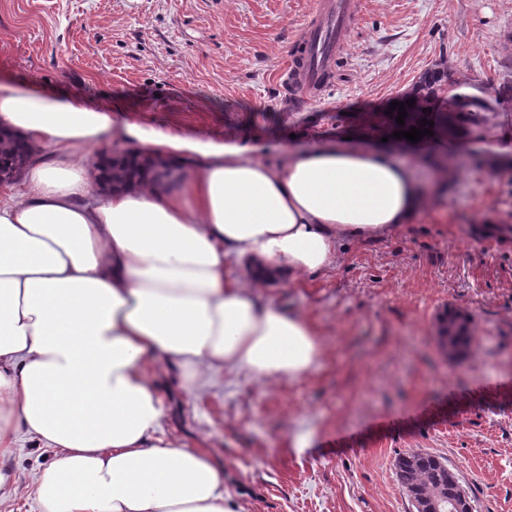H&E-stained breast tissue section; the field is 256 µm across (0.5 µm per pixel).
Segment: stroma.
I'll return each mask as SVG.
<instances>
[{
  "label": "stroma",
  "instance_id": "1",
  "mask_svg": "<svg viewBox=\"0 0 512 512\" xmlns=\"http://www.w3.org/2000/svg\"><path fill=\"white\" fill-rule=\"evenodd\" d=\"M314 0H0V86L26 85L114 123L233 142L274 162L320 145L380 144L387 111L438 57L486 98L512 58V0H364L335 76L292 109L283 73ZM481 150L452 152L448 132L389 149L434 179L459 177L406 228L345 242L338 268L268 286L316 331L309 373L260 387L218 371L195 392L177 368L154 373L162 429L224 468L246 512H412L398 454L447 458L478 512H512V107L483 115ZM473 323L476 347L452 363L440 311ZM54 457L19 435L1 463L15 473L0 512H38L31 487Z\"/></svg>",
  "mask_w": 512,
  "mask_h": 512
}]
</instances>
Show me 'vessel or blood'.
I'll return each mask as SVG.
<instances>
[{
  "instance_id": "1",
  "label": "vessel or blood",
  "mask_w": 512,
  "mask_h": 512,
  "mask_svg": "<svg viewBox=\"0 0 512 512\" xmlns=\"http://www.w3.org/2000/svg\"><path fill=\"white\" fill-rule=\"evenodd\" d=\"M362 8V0H314L286 69L290 89H314L332 79L336 58L344 50Z\"/></svg>"
}]
</instances>
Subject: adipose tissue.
<instances>
[{
	"mask_svg": "<svg viewBox=\"0 0 512 512\" xmlns=\"http://www.w3.org/2000/svg\"><path fill=\"white\" fill-rule=\"evenodd\" d=\"M0 126L55 149L0 200V455L21 429L55 451L33 485L39 512H242L223 469L164 436L151 369L178 365L188 392L222 369L258 385L305 376L319 339L263 287L402 229L423 186L387 150L270 164L19 88L0 87ZM108 134L175 170L103 189L76 154ZM236 262L247 281L229 276Z\"/></svg>",
	"mask_w": 512,
	"mask_h": 512,
	"instance_id": "adipose-tissue-1",
	"label": "adipose tissue"
}]
</instances>
